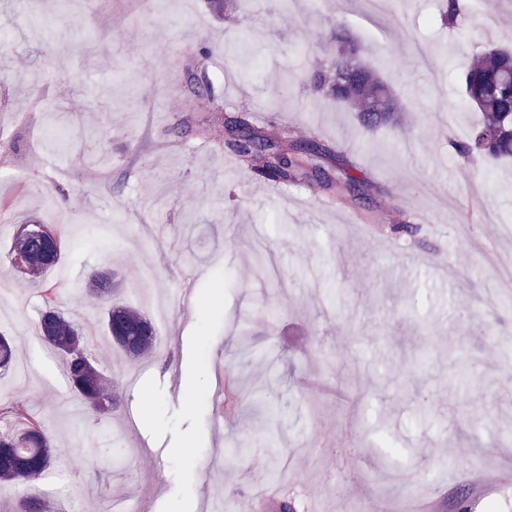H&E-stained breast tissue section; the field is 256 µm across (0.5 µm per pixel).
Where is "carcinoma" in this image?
Here are the masks:
<instances>
[{"instance_id": "obj_1", "label": "carcinoma", "mask_w": 512, "mask_h": 512, "mask_svg": "<svg viewBox=\"0 0 512 512\" xmlns=\"http://www.w3.org/2000/svg\"><path fill=\"white\" fill-rule=\"evenodd\" d=\"M465 7L463 0H449L442 7V21L454 23ZM323 40L336 46V55L328 67L306 74L312 89L337 105L358 112L366 130L397 125L402 108L396 93L358 58L346 31L338 25ZM462 84L470 104L481 112L482 121L470 140L456 145L455 150L467 160L512 158V51H488L472 63L462 77ZM196 132L212 137L218 150L267 179L318 177L317 171L289 155L288 149L276 145L244 115L226 125L223 117L214 116L198 125ZM28 229L30 237L25 242L13 238L9 254L23 248L30 264L38 269V275L31 279L40 280L59 264L64 238L57 228L45 224H30ZM45 230L53 234L49 247L44 242ZM88 284L102 300L99 314L119 351L131 358L150 353L156 343L154 326L145 314L118 299V283L112 281L111 274H93ZM84 320L86 317L79 310L63 311L52 290L44 296L37 331L44 344L61 355L72 392L81 399L87 412L100 421L112 415L114 396L107 376L98 368L91 352V337L84 332ZM13 360L12 343L0 333V369L9 368ZM0 422L5 426L0 429V483L29 485L44 477L55 460V451L42 424L28 415L22 402L1 409Z\"/></svg>"}]
</instances>
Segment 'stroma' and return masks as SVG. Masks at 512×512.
Listing matches in <instances>:
<instances>
[{"instance_id":"35a3bbf8","label":"stroma","mask_w":512,"mask_h":512,"mask_svg":"<svg viewBox=\"0 0 512 512\" xmlns=\"http://www.w3.org/2000/svg\"><path fill=\"white\" fill-rule=\"evenodd\" d=\"M57 0H0V332L17 348L0 407L25 400L57 448L36 487L42 512H403L420 488L436 512H512V162L460 158L479 121L460 75L512 44V0H484L441 25V0H102L56 18ZM340 25L403 104L396 130L361 131L304 76L328 63ZM205 42L190 97L184 51ZM248 114L307 166L355 182L336 203L319 184L280 183L236 164L183 119ZM69 198L53 200L55 184ZM58 227L61 263L42 281L11 271L21 224ZM393 224H412L395 237ZM264 256L257 267L256 256ZM170 297L154 351L121 359L93 327L117 406L93 424L36 332L43 290L89 311L90 271L123 298L143 268ZM190 292L189 307L179 295ZM247 459L215 452L238 446ZM394 453L423 481L392 480ZM286 466L283 480L271 469Z\"/></svg>"}]
</instances>
